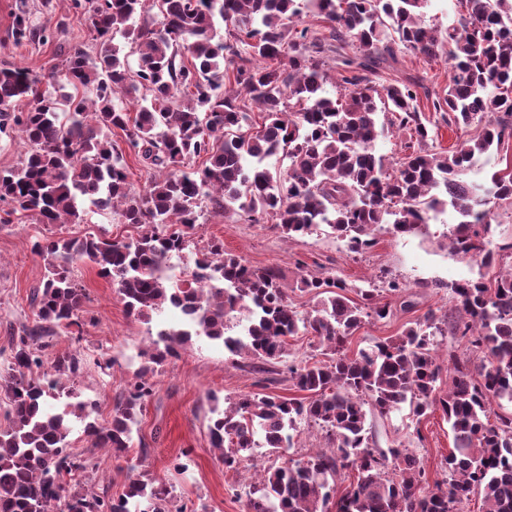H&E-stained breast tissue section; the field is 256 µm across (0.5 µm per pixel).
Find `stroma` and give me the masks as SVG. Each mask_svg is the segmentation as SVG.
<instances>
[{"instance_id":"35a3bbf8","label":"stroma","mask_w":512,"mask_h":512,"mask_svg":"<svg viewBox=\"0 0 512 512\" xmlns=\"http://www.w3.org/2000/svg\"><path fill=\"white\" fill-rule=\"evenodd\" d=\"M22 14L32 27L57 26L54 39L15 43L12 30L16 17ZM96 44L97 34L87 15L73 9L71 0H0V69L22 66L44 74L61 66L74 49L91 52ZM379 75L384 84L421 78L435 96L447 92L450 79L445 57L427 60L405 49ZM453 221L451 214H443L430 222L427 232L416 236L380 232L365 254L353 255L325 227L287 240L272 222L252 224L209 213L197 227L179 267L181 272H188L211 241H222L225 252L241 256L252 268H277L279 285L289 304L301 312L312 305L310 295L298 290L300 277L307 270L356 284L371 279L400 282L402 294L387 291L383 297L397 307L401 300L413 301V308L406 312L398 308L394 316L384 320L366 319L349 340L348 350L353 353L396 335L430 311L457 321L460 314L449 284L481 275L488 279L497 276V268L480 269L476 262L453 255L445 246L443 234ZM90 232L128 239L138 230L112 212L93 208L86 210L79 224H38L26 213L0 203V369L7 365L11 336L33 320L28 296L44 278L45 262L32 252V241L39 236L78 239ZM72 275L89 296L85 304L88 320L80 341L88 367L76 388L82 398L98 400V419L104 422L144 365L141 351L149 336L162 326L177 323L179 316L170 309L153 314L148 321L129 316L111 280L100 276L90 262L75 263ZM102 358L112 363L104 373L94 365ZM153 381V394L140 417L134 448L121 458L102 455L94 476L95 486L108 489L112 495H119L129 475L135 473L144 480L172 486L171 512L184 505L203 506L207 512H243V503L231 488L246 483L248 471L280 465L288 458H305L313 449L328 444L324 432L303 423L294 448L288 449L286 456L269 455L259 448L242 469L225 468L220 454L210 447V394L222 398L246 393L294 397L298 391L282 374L273 382L261 380L245 367L243 359L205 338L193 339L179 356L169 358ZM367 426L376 447L406 446L420 460L428 481L441 478L440 463L453 446L449 424L441 412L419 418L404 404L386 416L369 415Z\"/></svg>"}]
</instances>
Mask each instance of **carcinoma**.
I'll return each instance as SVG.
<instances>
[{
    "instance_id": "obj_1",
    "label": "carcinoma",
    "mask_w": 512,
    "mask_h": 512,
    "mask_svg": "<svg viewBox=\"0 0 512 512\" xmlns=\"http://www.w3.org/2000/svg\"><path fill=\"white\" fill-rule=\"evenodd\" d=\"M428 2L161 0L159 20L138 25L145 0H95L90 23L99 42L94 55L76 48L65 59L72 92L63 99L43 91L25 67L0 69V112L26 101L13 122L28 147L22 167L0 173V201L40 224H80L88 202L139 228L126 240L91 234L32 242L46 274L30 295L35 318L11 337L10 361L0 371L9 401L0 428V512H165L172 491L164 483L131 478L116 497L95 490V451L119 457L133 448L154 373L194 336L223 343L258 374L288 367L305 393L240 394L224 399V408L214 405L210 445L227 468H238L255 448L274 455L292 447L302 422L325 430L332 445L292 465H271L235 491L245 512H462L476 491L486 512H512V415L489 419L492 403L512 404V270L491 283L448 285L461 313L452 333L486 364L476 379L467 361H455L442 393L436 337L444 335L443 320L431 312L397 336L346 353L364 318L393 313L373 280L358 286L306 274L299 290L315 303L301 313L288 304L276 270L250 267L224 253L219 240L186 278L158 273L189 247L202 200L215 214L253 224L268 217L288 239L326 225L351 253L371 248L383 229L420 233L451 207L459 217L444 234L451 253L492 265V225L500 205L512 202V172L483 183L467 175L478 156L512 139V0H458L466 13L445 29L425 25ZM38 35L50 37L47 28L16 19L15 41ZM118 36L129 53L114 43ZM347 45L358 59L343 55ZM399 45L448 58V92L432 100L433 111L481 134L447 153L429 150L419 82L379 88L374 80L379 63L396 61ZM130 53L138 55L135 70ZM331 61L341 69L336 97L325 91ZM120 93L133 96V109ZM254 106L264 114L260 124ZM396 126L410 129L417 147L392 176L375 142ZM114 129L147 169L161 173L143 194L128 187ZM280 157L288 160L283 173L271 170L270 160ZM197 158L203 167L184 170ZM76 260L112 279L128 314L147 319L171 307L183 316L148 338L146 364L105 424L92 418L95 401L78 399L74 389L85 367L80 349L56 350L60 336L82 337L88 294L71 277ZM306 334L318 338L325 359L295 366L288 339ZM63 397L68 402L52 410L50 401ZM405 403L417 417L442 411L453 434L443 478L432 485L408 449L370 444L367 414L387 415ZM73 418L90 441L80 451L69 439ZM345 470L357 480L339 493L336 476Z\"/></svg>"
}]
</instances>
